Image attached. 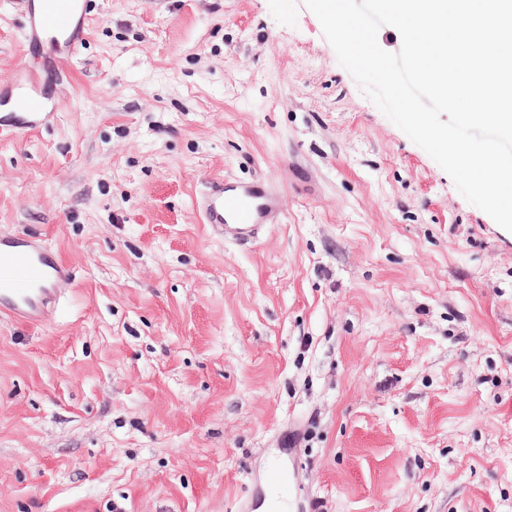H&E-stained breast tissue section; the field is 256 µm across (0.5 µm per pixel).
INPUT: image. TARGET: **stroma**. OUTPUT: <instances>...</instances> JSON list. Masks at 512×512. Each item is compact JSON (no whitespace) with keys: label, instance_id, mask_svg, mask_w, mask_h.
<instances>
[{"label":"stroma","instance_id":"1","mask_svg":"<svg viewBox=\"0 0 512 512\" xmlns=\"http://www.w3.org/2000/svg\"><path fill=\"white\" fill-rule=\"evenodd\" d=\"M0 0V80L41 70ZM0 232L73 281L0 316V512H512V233L269 0H83ZM280 223L203 224L218 178ZM198 210L204 224L241 242L257 239L268 224L280 223L282 216L280 193L264 180L214 181L198 202Z\"/></svg>","mask_w":512,"mask_h":512}]
</instances>
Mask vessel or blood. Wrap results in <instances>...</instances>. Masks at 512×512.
<instances>
[{
	"mask_svg": "<svg viewBox=\"0 0 512 512\" xmlns=\"http://www.w3.org/2000/svg\"><path fill=\"white\" fill-rule=\"evenodd\" d=\"M26 2L25 43L40 41L46 33H53L52 66L61 68L84 40L86 17L79 0ZM1 101L20 104V111L9 115L10 122L20 130L35 128L45 118L46 101L38 81L0 89ZM198 210L204 223L241 242L257 239L268 225L279 223L282 216L280 193L264 180L215 181L199 201ZM3 262L14 269L15 275L0 279L1 315L27 323L40 322L47 308L54 306L71 284V268L51 247L36 240L1 234L0 263Z\"/></svg>",
	"mask_w": 512,
	"mask_h": 512,
	"instance_id": "1",
	"label": "vessel or blood"
}]
</instances>
